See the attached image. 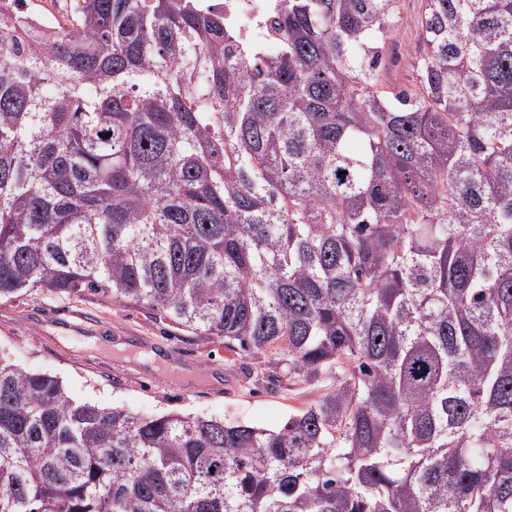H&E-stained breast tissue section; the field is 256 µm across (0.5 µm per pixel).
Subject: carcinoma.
Instances as JSON below:
<instances>
[{"label": "carcinoma", "instance_id": "cac0c4a2", "mask_svg": "<svg viewBox=\"0 0 512 512\" xmlns=\"http://www.w3.org/2000/svg\"><path fill=\"white\" fill-rule=\"evenodd\" d=\"M0 10V301L99 293L336 391L279 428L0 358V512H512V0ZM206 10L224 13L242 40L269 43V23L276 13L274 0H197ZM401 20L398 30L386 46L385 68L379 73L384 90L398 92L411 89L416 82L414 67L418 57L420 16L424 0H400Z\"/></svg>", "mask_w": 512, "mask_h": 512}]
</instances>
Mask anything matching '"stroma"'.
Listing matches in <instances>:
<instances>
[{"mask_svg": "<svg viewBox=\"0 0 512 512\" xmlns=\"http://www.w3.org/2000/svg\"><path fill=\"white\" fill-rule=\"evenodd\" d=\"M401 20L379 73L384 90L416 82L414 67L424 0H400ZM156 353L180 365L168 374L137 359ZM0 356L31 372L59 377L68 394L142 415L180 411L275 429L335 391V372L312 380L275 371L272 351H231L222 340L180 330L146 308L124 307L100 294L28 291L0 301ZM206 372L185 380L182 369Z\"/></svg>", "mask_w": 512, "mask_h": 512, "instance_id": "1", "label": "stroma"}]
</instances>
